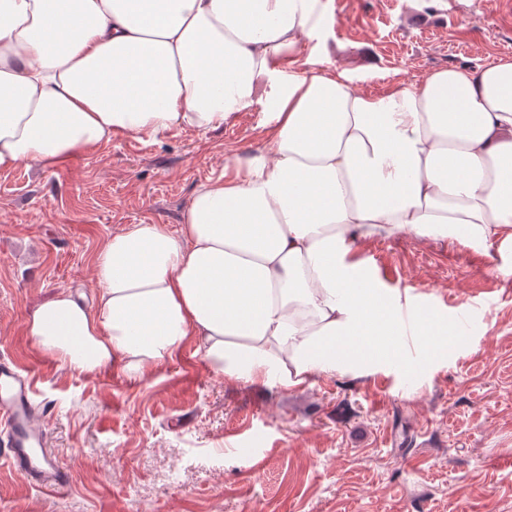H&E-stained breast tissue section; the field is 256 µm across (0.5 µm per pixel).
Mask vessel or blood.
<instances>
[{
	"instance_id": "obj_1",
	"label": "vessel or blood",
	"mask_w": 512,
	"mask_h": 512,
	"mask_svg": "<svg viewBox=\"0 0 512 512\" xmlns=\"http://www.w3.org/2000/svg\"><path fill=\"white\" fill-rule=\"evenodd\" d=\"M35 383L34 375H21L16 363L0 360V446L24 480L44 489H61L69 474L47 446Z\"/></svg>"
}]
</instances>
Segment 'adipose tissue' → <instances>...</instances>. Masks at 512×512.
Here are the masks:
<instances>
[{
	"label": "adipose tissue",
	"mask_w": 512,
	"mask_h": 512,
	"mask_svg": "<svg viewBox=\"0 0 512 512\" xmlns=\"http://www.w3.org/2000/svg\"><path fill=\"white\" fill-rule=\"evenodd\" d=\"M323 0H0V170L47 169L122 135L223 128L262 104L264 145L194 191L177 230L130 224L25 328L68 368L141 380L185 346L226 381L410 371L457 347L345 261L411 232L495 250L512 272V62L360 92L302 56Z\"/></svg>",
	"instance_id": "obj_1"
}]
</instances>
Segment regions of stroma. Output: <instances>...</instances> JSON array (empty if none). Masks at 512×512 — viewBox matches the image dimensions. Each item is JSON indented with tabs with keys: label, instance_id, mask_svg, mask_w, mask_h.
<instances>
[{
	"label": "stroma",
	"instance_id": "obj_1",
	"mask_svg": "<svg viewBox=\"0 0 512 512\" xmlns=\"http://www.w3.org/2000/svg\"><path fill=\"white\" fill-rule=\"evenodd\" d=\"M304 44L378 94L451 65L512 60V0H328ZM262 105L224 128L135 136L44 170L0 171V357L33 371L48 443L71 474L51 493L0 456V512H512V273L482 250L409 233L352 245L379 288L448 316L478 305L448 359L418 374L230 383L185 348L158 372L80 373L26 334L65 288L93 297L94 259L128 224L178 229L194 189L260 148Z\"/></svg>",
	"mask_w": 512,
	"mask_h": 512
}]
</instances>
